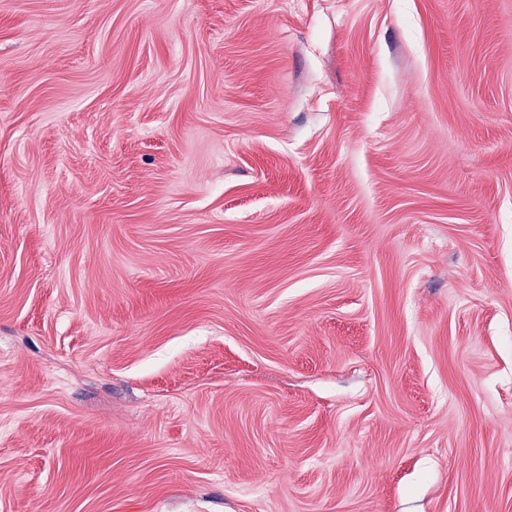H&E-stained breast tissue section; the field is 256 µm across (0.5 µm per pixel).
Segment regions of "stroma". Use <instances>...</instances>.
<instances>
[{
	"mask_svg": "<svg viewBox=\"0 0 512 512\" xmlns=\"http://www.w3.org/2000/svg\"><path fill=\"white\" fill-rule=\"evenodd\" d=\"M0 512H512V0H0Z\"/></svg>",
	"mask_w": 512,
	"mask_h": 512,
	"instance_id": "obj_1",
	"label": "stroma"
}]
</instances>
